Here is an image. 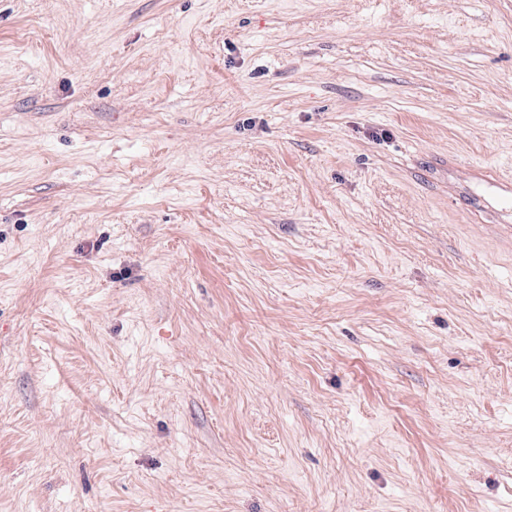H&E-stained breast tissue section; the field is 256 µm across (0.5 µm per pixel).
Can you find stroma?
<instances>
[{"label":"stroma","mask_w":512,"mask_h":512,"mask_svg":"<svg viewBox=\"0 0 512 512\" xmlns=\"http://www.w3.org/2000/svg\"><path fill=\"white\" fill-rule=\"evenodd\" d=\"M512 0H0V512H512Z\"/></svg>","instance_id":"1"}]
</instances>
